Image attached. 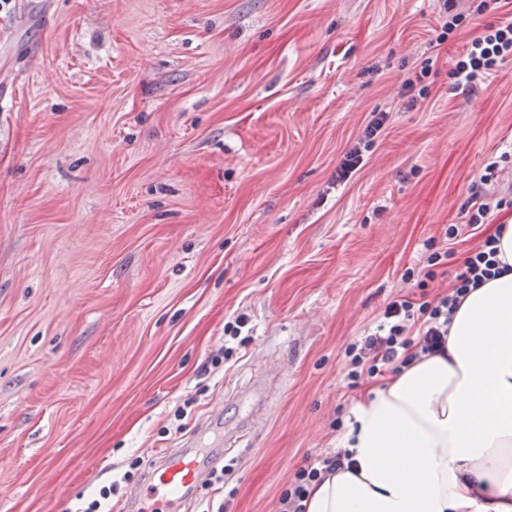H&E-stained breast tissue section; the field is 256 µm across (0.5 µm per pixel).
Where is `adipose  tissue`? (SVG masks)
I'll return each instance as SVG.
<instances>
[{"label":"adipose tissue","instance_id":"ef3b65f1","mask_svg":"<svg viewBox=\"0 0 512 512\" xmlns=\"http://www.w3.org/2000/svg\"><path fill=\"white\" fill-rule=\"evenodd\" d=\"M497 247L507 270L465 297L445 355L354 402L353 466L312 483L305 512H512V224Z\"/></svg>","mask_w":512,"mask_h":512}]
</instances>
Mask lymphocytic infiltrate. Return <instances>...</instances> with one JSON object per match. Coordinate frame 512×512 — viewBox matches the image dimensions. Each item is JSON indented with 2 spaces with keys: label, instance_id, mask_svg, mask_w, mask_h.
Returning a JSON list of instances; mask_svg holds the SVG:
<instances>
[{
  "label": "lymphocytic infiltrate",
  "instance_id": "lymphocytic-infiltrate-1",
  "mask_svg": "<svg viewBox=\"0 0 512 512\" xmlns=\"http://www.w3.org/2000/svg\"><path fill=\"white\" fill-rule=\"evenodd\" d=\"M458 0H444V16L440 32L432 41L439 48L451 32L474 23L479 16L498 9L501 0H468L465 9H458ZM512 57V22L488 24L473 38L466 51L459 56L449 72L455 87L480 86L504 59ZM388 111L371 112L362 133L347 149L336 170L337 183L347 182L364 164L388 127ZM499 162L485 165L470 185L467 201V225L473 234L482 235L481 244L463 259L454 275L449 293L433 300L416 302L408 295H400L388 302L372 333L351 342L345 349V377L350 385H357L362 376L378 377L386 372H400L420 355L442 353L448 342V327L452 316L467 293L500 275L504 267L498 258L496 244L499 235L487 229L495 213L512 207V198L494 191L501 180ZM342 454L321 457L307 462L294 474L293 482L280 497V512H303L302 502L308 486L318 481L323 473L341 468Z\"/></svg>",
  "mask_w": 512,
  "mask_h": 512
}]
</instances>
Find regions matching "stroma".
Instances as JSON below:
<instances>
[{"mask_svg": "<svg viewBox=\"0 0 512 512\" xmlns=\"http://www.w3.org/2000/svg\"><path fill=\"white\" fill-rule=\"evenodd\" d=\"M443 0H0V512H76L224 407V512H279L336 450L346 346L427 289L425 243L512 151V58L470 96ZM392 108L365 165L348 142ZM414 280H404L406 270ZM248 338L223 367L224 324ZM276 397L241 436L236 401ZM439 54L429 56L424 58L420 62V72L416 73V80L412 78H407L403 84L402 89L400 91V105L406 106V108H414L420 102L421 99H425L428 92L427 86H422L418 89L416 93V87L421 83L422 78L426 77L429 72L432 70L433 66L436 64ZM390 120V111L370 112V119L362 133L347 149L339 167L336 169L337 184L346 183L364 164L368 152H372L377 139L386 131Z\"/></svg>", "mask_w": 512, "mask_h": 512, "instance_id": "stroma-1", "label": "stroma"}]
</instances>
